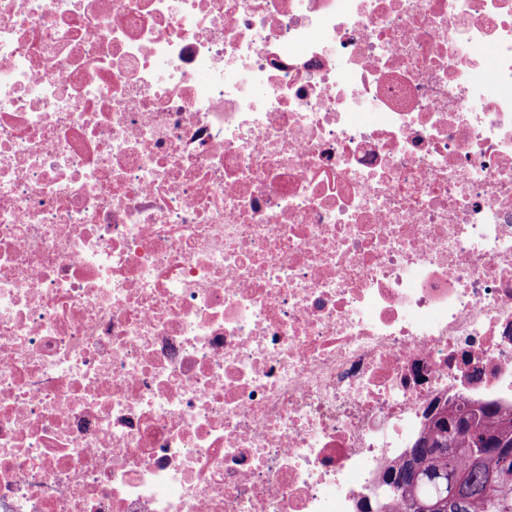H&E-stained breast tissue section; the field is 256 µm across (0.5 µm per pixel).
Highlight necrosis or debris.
Segmentation results:
<instances>
[{"label": "necrosis or debris", "instance_id": "necrosis-or-debris-1", "mask_svg": "<svg viewBox=\"0 0 512 512\" xmlns=\"http://www.w3.org/2000/svg\"><path fill=\"white\" fill-rule=\"evenodd\" d=\"M453 402L512 407V0H0V512H359Z\"/></svg>", "mask_w": 512, "mask_h": 512}]
</instances>
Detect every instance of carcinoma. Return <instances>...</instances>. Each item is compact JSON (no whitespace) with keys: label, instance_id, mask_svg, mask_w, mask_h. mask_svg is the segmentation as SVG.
Instances as JSON below:
<instances>
[{"label":"carcinoma","instance_id":"carcinoma-1","mask_svg":"<svg viewBox=\"0 0 512 512\" xmlns=\"http://www.w3.org/2000/svg\"><path fill=\"white\" fill-rule=\"evenodd\" d=\"M512 445V412L500 414L492 404H457L433 415L429 431L393 467L383 512H417L426 498L444 497L445 512H512V459L488 453L476 459L468 451L477 438ZM501 478L496 494L491 476Z\"/></svg>","mask_w":512,"mask_h":512}]
</instances>
